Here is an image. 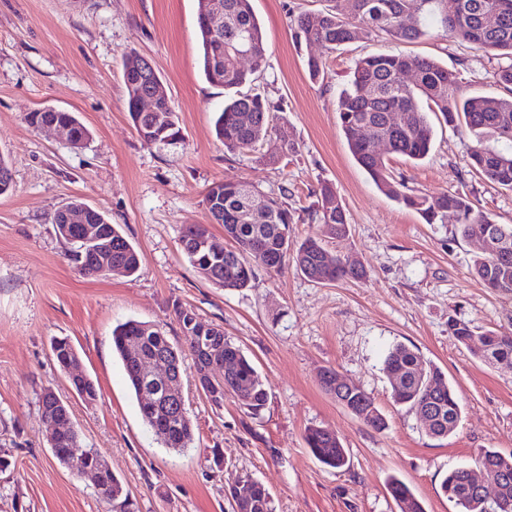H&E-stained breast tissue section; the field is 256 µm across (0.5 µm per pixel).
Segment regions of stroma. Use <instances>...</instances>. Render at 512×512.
Returning a JSON list of instances; mask_svg holds the SVG:
<instances>
[{
    "mask_svg": "<svg viewBox=\"0 0 512 512\" xmlns=\"http://www.w3.org/2000/svg\"><path fill=\"white\" fill-rule=\"evenodd\" d=\"M267 59L256 82L282 105L264 146L273 163L230 154L213 131L223 88L201 72L197 0H0V155L12 190L0 196V451L14 469L0 472V512H110L91 476L60 464L45 441L39 397L67 401L80 445L97 449L121 481L134 512H231L225 487L250 475L270 492L274 512H398L386 490L405 482L425 512H460L441 490L450 469L473 464L480 449L512 455V367L486 363L457 341L449 321L474 335L512 333V295L491 292L471 272L479 250L456 222L425 223L377 189L351 155L336 117L346 73L364 52L402 51L447 65L462 93L496 96L497 60L457 43L437 26L401 45L384 36L327 56L315 83L306 58L320 46H297L296 17L326 0H252ZM149 57L167 86L182 129L174 146L147 145L127 112L122 55ZM75 113L90 138L79 148L56 131L31 127L30 112ZM422 160L390 157L391 176L406 192L467 194L494 223L512 225V191L467 167L471 137L435 123ZM296 151L281 153L282 138ZM218 181H244L302 209L331 184L349 219L346 237L328 240L329 257L352 256L364 278L317 284L292 265L257 270L248 288L226 290L204 279L183 254L189 224H209L202 204ZM79 199L120 225L139 250L132 277H85L68 263L53 226L56 211ZM222 326L253 360L268 402L251 415L232 396L210 405L193 381L184 393L195 429L191 448L164 447L144 424L120 358L116 324L136 319L182 343L174 305ZM67 338L94 381L85 404L70 390L52 351ZM419 350L455 388L462 418L445 438L426 434L415 412L391 396L383 362L396 345ZM335 368L373 396L388 427L378 432L354 417L321 384ZM340 438L349 467L320 464L305 442L309 427Z\"/></svg>",
    "mask_w": 512,
    "mask_h": 512,
    "instance_id": "obj_1",
    "label": "stroma"
}]
</instances>
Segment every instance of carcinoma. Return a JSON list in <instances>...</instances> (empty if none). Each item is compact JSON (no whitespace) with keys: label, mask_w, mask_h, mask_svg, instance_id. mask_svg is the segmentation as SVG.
I'll return each instance as SVG.
<instances>
[{"label":"carcinoma","mask_w":512,"mask_h":512,"mask_svg":"<svg viewBox=\"0 0 512 512\" xmlns=\"http://www.w3.org/2000/svg\"><path fill=\"white\" fill-rule=\"evenodd\" d=\"M222 2L221 33L211 31L207 23L209 12L203 3H198L202 74L209 84L234 91L224 102V108L215 113L214 128L227 151L243 153L255 150L270 137L272 113L283 108L260 93L242 91V87L255 82V74L265 61L264 33L251 0ZM331 2L323 10L304 12L297 17L296 41L321 45L330 51L358 43L373 33L396 43H412L426 34L424 21L431 18L456 41L498 56L496 80L506 91L504 96H465L460 93L455 74L440 61L398 51L359 56L336 103V114L350 152L381 192L416 210L427 224H446L452 214L460 224L461 234L471 236L490 219L474 208L468 195L443 193L430 200L409 194L391 178L387 157L425 158L435 136L429 117L432 113L450 126L464 125L476 137V144L468 152L471 173L512 191V153L487 145L490 140L512 142V0H346L345 8L338 5V0ZM489 12L499 17L493 28L482 23ZM139 60L140 54L135 51L123 55L128 114L144 143L175 145L180 140L178 118L164 94H158L153 111L134 110L131 82ZM27 121L33 127L51 121L70 124L77 147L89 139V130L71 112L34 111L28 114ZM378 141L386 143L382 153L375 149ZM257 192V187L245 182L219 181L209 187L204 201L221 206L224 238L231 242L223 251L217 253L205 245V240L211 237L205 224L181 232L183 253L206 280L230 290L247 288L256 268L277 272L288 258L302 275L317 283L363 276L360 266L353 268L339 260L331 267L322 264L325 238H342L348 228L345 208L331 185H321L317 201L304 209L307 219L320 226L319 233L298 245L288 235L289 225L297 223L295 211L276 197L265 196L263 220H243L246 199ZM105 220L99 212L86 213L85 223L98 225L97 233L88 238L82 235L81 225H67L64 219H59L55 228L70 245L69 261L84 276L105 277L111 267L127 276L136 274L140 269L137 249L118 225L107 224ZM472 272L491 291L512 295V252L497 258L482 252L473 259ZM174 315L184 337L182 346L171 343L158 325L134 319L118 324L113 329L112 341L143 422L163 440L165 447L181 450L191 447L194 441L188 409L146 398L149 363L157 359L167 361L170 380L181 381L188 376L185 356H191L195 385L218 408L224 404V396L230 394L248 413L256 415L266 406L268 392L251 360L239 346L224 338L219 325L201 321L192 309L181 305L174 308ZM448 329L459 342L470 346L473 331L466 324L451 320ZM479 341L474 355L484 361L512 364L511 332L488 331ZM52 351L64 373L73 376L70 384L76 394L86 403L96 401L97 389L90 376L72 375L79 355L70 341L54 340ZM383 370L394 402L416 412L431 410L432 423L426 433L446 437L456 430L462 416L459 399L442 372L426 364L418 351L395 346L387 353ZM345 400L344 407L364 424L376 431L387 428L373 397L364 389L353 388ZM39 410L46 442L54 457L63 463L79 444L78 433L67 431L65 425L70 408L47 390L39 399ZM305 439L313 456L323 465L334 469L347 465L346 451L335 433L310 427ZM474 464L489 475H509L501 501L494 504L482 499L472 485L470 473L461 466L448 470L442 482L441 489L448 500L462 512H512V455L483 448ZM387 487L399 512H424L421 501L406 483L391 478ZM98 489L121 512H130L128 497L112 471L103 470ZM226 494L240 504L241 512H272L268 490L249 481L247 476L235 478L228 484Z\"/></svg>","instance_id":"carcinoma-1"}]
</instances>
